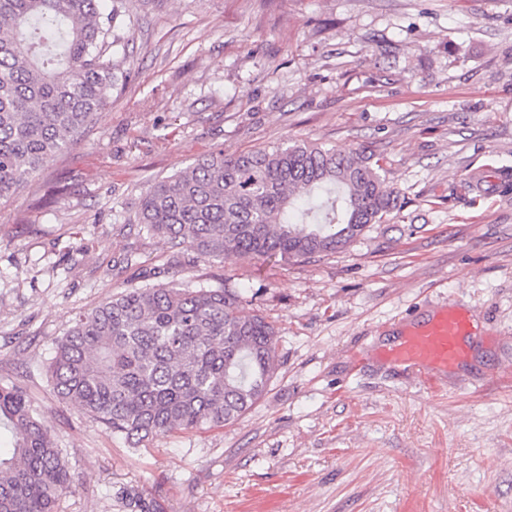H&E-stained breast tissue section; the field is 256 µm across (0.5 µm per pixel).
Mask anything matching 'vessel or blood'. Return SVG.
<instances>
[{
  "instance_id": "vessel-or-blood-1",
  "label": "vessel or blood",
  "mask_w": 512,
  "mask_h": 512,
  "mask_svg": "<svg viewBox=\"0 0 512 512\" xmlns=\"http://www.w3.org/2000/svg\"><path fill=\"white\" fill-rule=\"evenodd\" d=\"M472 313L442 306L403 325L387 356L412 370L429 390H439L442 376L464 361L471 338Z\"/></svg>"
}]
</instances>
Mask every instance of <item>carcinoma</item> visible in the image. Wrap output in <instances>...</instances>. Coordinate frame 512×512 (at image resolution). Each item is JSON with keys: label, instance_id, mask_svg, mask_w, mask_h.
<instances>
[{"label": "carcinoma", "instance_id": "1", "mask_svg": "<svg viewBox=\"0 0 512 512\" xmlns=\"http://www.w3.org/2000/svg\"><path fill=\"white\" fill-rule=\"evenodd\" d=\"M103 0H0V199L67 150L112 92ZM366 148L282 144L210 155L155 181L135 219L191 253L284 261L340 252L398 206ZM229 288L126 287L80 314L46 371L57 396L138 447L239 420L278 369L276 332ZM0 512H56L73 492L65 449L26 391L0 386Z\"/></svg>", "mask_w": 512, "mask_h": 512}]
</instances>
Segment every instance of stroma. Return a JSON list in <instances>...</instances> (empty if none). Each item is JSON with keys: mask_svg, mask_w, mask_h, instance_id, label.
<instances>
[{"mask_svg": "<svg viewBox=\"0 0 512 512\" xmlns=\"http://www.w3.org/2000/svg\"><path fill=\"white\" fill-rule=\"evenodd\" d=\"M116 81L78 143L0 199V385L65 448L58 512H512V0H118ZM286 142L367 147L400 208L344 252L187 253L135 221L154 180ZM228 286L278 332L238 421L132 447L46 375L76 315L138 284ZM141 266V267H142ZM472 311L438 391L384 350L401 318Z\"/></svg>", "mask_w": 512, "mask_h": 512, "instance_id": "obj_1", "label": "stroma"}]
</instances>
